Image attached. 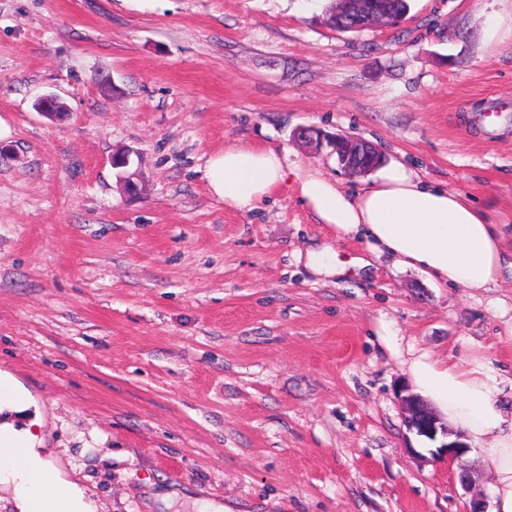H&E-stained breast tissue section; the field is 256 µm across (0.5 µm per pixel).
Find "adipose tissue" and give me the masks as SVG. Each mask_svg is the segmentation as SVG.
Returning a JSON list of instances; mask_svg holds the SVG:
<instances>
[{"label": "adipose tissue", "instance_id": "adipose-tissue-1", "mask_svg": "<svg viewBox=\"0 0 512 512\" xmlns=\"http://www.w3.org/2000/svg\"><path fill=\"white\" fill-rule=\"evenodd\" d=\"M205 178L216 198L242 213L294 181L301 202L336 239H364L371 254L389 255L395 265L444 284L487 291L500 282L504 248L496 225L461 194L423 185L404 166L351 193L322 173L289 171L272 149L232 145L210 158ZM407 371L417 392L463 432L492 476L491 512H512V376L482 359L462 365L424 354ZM2 412L0 492L18 512H95L80 489L48 467L40 452V412L19 381L0 373Z\"/></svg>", "mask_w": 512, "mask_h": 512}]
</instances>
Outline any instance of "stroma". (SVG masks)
I'll list each match as a JSON object with an SVG mask.
<instances>
[{
    "label": "stroma",
    "instance_id": "stroma-1",
    "mask_svg": "<svg viewBox=\"0 0 512 512\" xmlns=\"http://www.w3.org/2000/svg\"><path fill=\"white\" fill-rule=\"evenodd\" d=\"M331 0H0V372L96 512H468L399 402L419 355L512 373V272L471 291L364 270L293 184L255 210L210 157L269 147L356 192L316 126L464 195L512 252V0H410L340 33ZM66 107L51 122L44 95ZM143 184L126 196L113 154ZM334 242L345 275L305 264ZM296 133L300 135V137H302L303 139L314 140L316 141V143H320V145H322L324 142H343L344 148L346 150V154L344 157L346 162H348L347 171L350 173L356 172L361 168L360 165L356 166L354 161L355 157L360 155L362 152H364L367 155V157H374V159H377L378 155L381 154L377 147L373 145L371 142H367L365 140L357 138L344 139L343 137L346 136L338 133L329 136L327 134L322 133L318 129L307 128L306 126L298 128Z\"/></svg>",
    "mask_w": 512,
    "mask_h": 512
}]
</instances>
